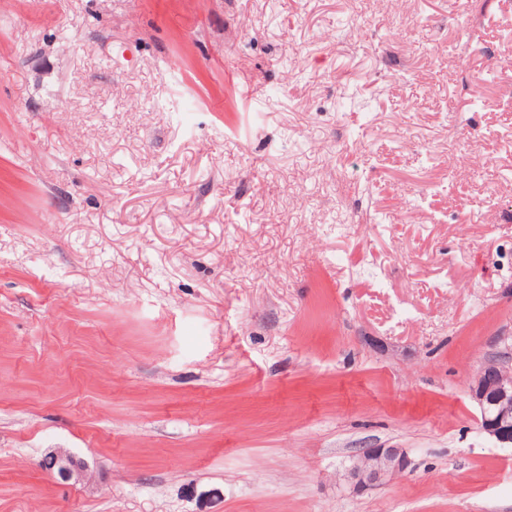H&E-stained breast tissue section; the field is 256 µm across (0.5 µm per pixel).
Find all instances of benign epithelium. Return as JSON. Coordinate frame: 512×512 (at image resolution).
<instances>
[{
  "mask_svg": "<svg viewBox=\"0 0 512 512\" xmlns=\"http://www.w3.org/2000/svg\"><path fill=\"white\" fill-rule=\"evenodd\" d=\"M470 395L478 409L483 433L504 447L512 446V368L506 361L486 363L477 371ZM410 459L402 448H365L353 457L348 479L353 488L364 492L380 486L408 469ZM45 469L61 481L88 483L92 479L84 463L65 448L52 451L43 459Z\"/></svg>",
  "mask_w": 512,
  "mask_h": 512,
  "instance_id": "7a95c632",
  "label": "benign epithelium"
}]
</instances>
